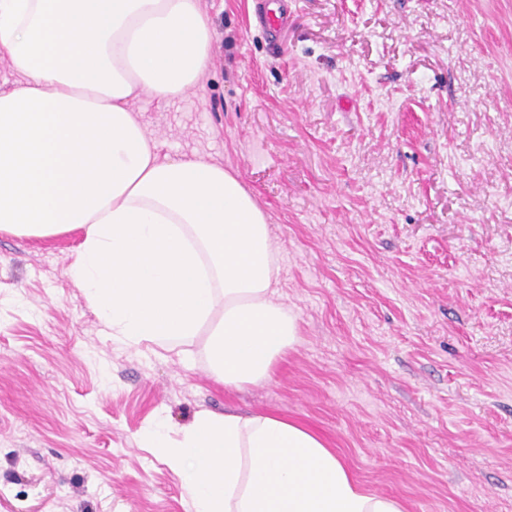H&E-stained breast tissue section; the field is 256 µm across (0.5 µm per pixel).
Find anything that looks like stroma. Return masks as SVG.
<instances>
[{
    "instance_id": "1",
    "label": "stroma",
    "mask_w": 512,
    "mask_h": 512,
    "mask_svg": "<svg viewBox=\"0 0 512 512\" xmlns=\"http://www.w3.org/2000/svg\"><path fill=\"white\" fill-rule=\"evenodd\" d=\"M211 67L135 108L268 217L300 341L225 389L204 337L108 336L81 231L0 233V512H187L139 434L202 410L306 422L409 512H512V0H200Z\"/></svg>"
}]
</instances>
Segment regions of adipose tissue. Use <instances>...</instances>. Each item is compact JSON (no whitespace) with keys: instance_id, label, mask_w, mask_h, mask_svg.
Wrapping results in <instances>:
<instances>
[{"instance_id":"1","label":"adipose tissue","mask_w":512,"mask_h":512,"mask_svg":"<svg viewBox=\"0 0 512 512\" xmlns=\"http://www.w3.org/2000/svg\"><path fill=\"white\" fill-rule=\"evenodd\" d=\"M215 35L199 0H0V233L81 230L68 274L130 347L205 335L225 388L270 381L299 341L278 249L236 171L162 154L132 104L195 88ZM180 477L189 512H407L335 449L275 413L199 411L139 437Z\"/></svg>"}]
</instances>
